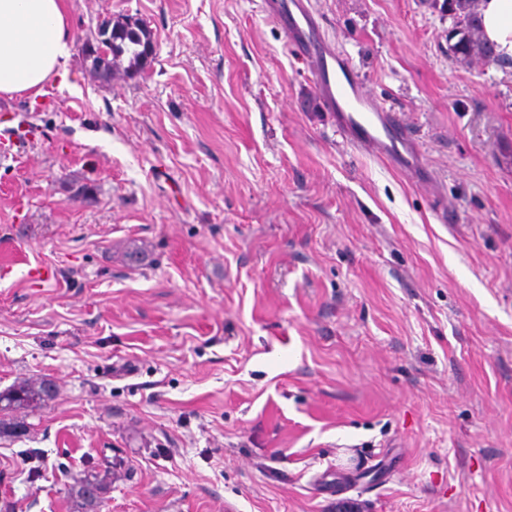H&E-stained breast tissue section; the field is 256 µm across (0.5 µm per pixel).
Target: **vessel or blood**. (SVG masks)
<instances>
[{"mask_svg":"<svg viewBox=\"0 0 512 512\" xmlns=\"http://www.w3.org/2000/svg\"><path fill=\"white\" fill-rule=\"evenodd\" d=\"M262 10L281 28L289 50L307 63L320 105L342 134L359 150L427 177L415 137L396 113L365 92L349 59L326 39L310 0H262Z\"/></svg>","mask_w":512,"mask_h":512,"instance_id":"b4317fda","label":"vessel or blood"}]
</instances>
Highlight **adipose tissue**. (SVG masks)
I'll return each mask as SVG.
<instances>
[{
    "instance_id": "adipose-tissue-1",
    "label": "adipose tissue",
    "mask_w": 512,
    "mask_h": 512,
    "mask_svg": "<svg viewBox=\"0 0 512 512\" xmlns=\"http://www.w3.org/2000/svg\"><path fill=\"white\" fill-rule=\"evenodd\" d=\"M480 27L499 58L512 59V0H482ZM65 0H0V97L38 96L48 83L76 89Z\"/></svg>"
}]
</instances>
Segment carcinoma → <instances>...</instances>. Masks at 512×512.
Wrapping results in <instances>:
<instances>
[{
	"instance_id": "carcinoma-1",
	"label": "carcinoma",
	"mask_w": 512,
	"mask_h": 512,
	"mask_svg": "<svg viewBox=\"0 0 512 512\" xmlns=\"http://www.w3.org/2000/svg\"><path fill=\"white\" fill-rule=\"evenodd\" d=\"M429 8L452 21L448 35V54L460 64L469 66L475 61L496 62L499 57L484 39L478 22L479 0H426ZM94 40L102 41L108 54L99 56L83 50L85 70L102 86L110 85V78L118 69L131 76L142 72L152 57L147 47L154 41L153 30L140 18L122 15L113 21L100 22L94 31ZM127 66H122V62ZM51 397L43 380H29L0 391V411L29 413L42 409ZM112 484V473L91 472L73 480L69 495L76 501L79 512H86L90 500L106 492Z\"/></svg>"
}]
</instances>
